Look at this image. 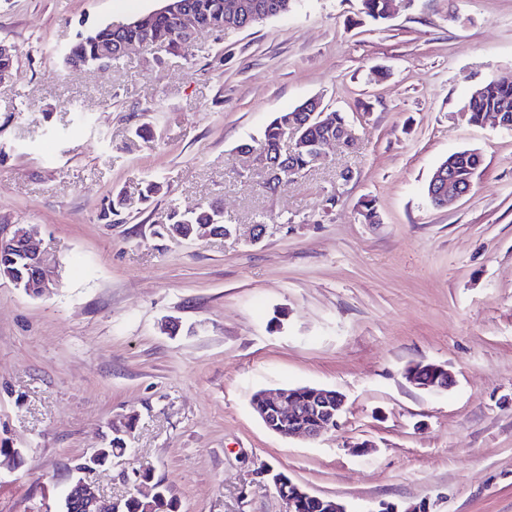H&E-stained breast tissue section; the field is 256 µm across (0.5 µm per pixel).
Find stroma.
Listing matches in <instances>:
<instances>
[{
  "instance_id": "obj_1",
  "label": "stroma",
  "mask_w": 512,
  "mask_h": 512,
  "mask_svg": "<svg viewBox=\"0 0 512 512\" xmlns=\"http://www.w3.org/2000/svg\"><path fill=\"white\" fill-rule=\"evenodd\" d=\"M156 7L0 0L18 55L0 84V231L31 227L58 271L46 297L0 280V445L25 451L0 512L55 504L127 416L128 451L89 477L115 500L147 469L179 512H286L271 468L347 512H512V130L461 110L512 83V0H397L383 24L359 0H296L174 54L62 65L78 31ZM313 96L354 143L266 192L236 149ZM465 149L483 156L471 192L433 206V169ZM145 180L162 186L151 203L101 220ZM208 204L238 235H160L170 207ZM415 362L453 385L416 388ZM304 385L345 398L321 438L275 434L250 406Z\"/></svg>"
}]
</instances>
